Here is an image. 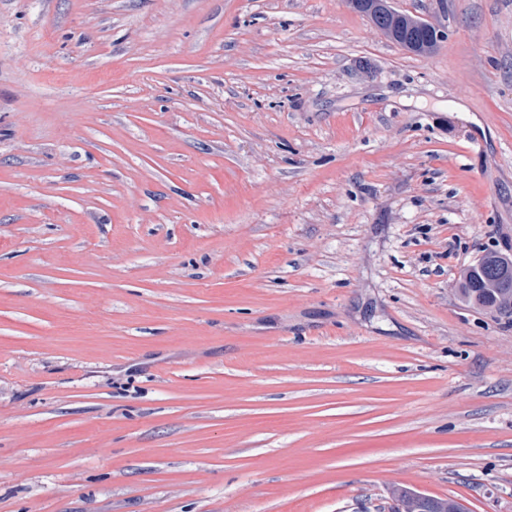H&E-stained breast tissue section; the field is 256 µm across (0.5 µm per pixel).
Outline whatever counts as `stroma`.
<instances>
[{
    "label": "stroma",
    "instance_id": "stroma-1",
    "mask_svg": "<svg viewBox=\"0 0 512 512\" xmlns=\"http://www.w3.org/2000/svg\"><path fill=\"white\" fill-rule=\"evenodd\" d=\"M0 0V512H512V0ZM370 1L367 3L368 12L371 17L376 20L374 28L381 33L389 34L396 38L397 35L409 34L417 25L421 24L416 18H405L398 11L394 10L390 5V0H363ZM416 39L424 41L426 53L414 52L417 54H430L437 47L438 43L431 41V37L427 39V31L420 32L418 29L411 32ZM511 260V255L505 257L495 254V252H488L476 260L474 264L466 268L460 276L457 288L462 301L469 306L476 307L478 309L512 317V310L500 311L496 295L484 290V288H487L490 291L499 292L501 299L509 305L511 301L512 306V290H504L507 288L505 286V279L509 274L512 275V267L510 268V271L507 268L498 279L483 281V288L477 287V282L480 278L492 273L493 264L506 263L511 265ZM510 295L511 298H509Z\"/></svg>",
    "mask_w": 512,
    "mask_h": 512
}]
</instances>
